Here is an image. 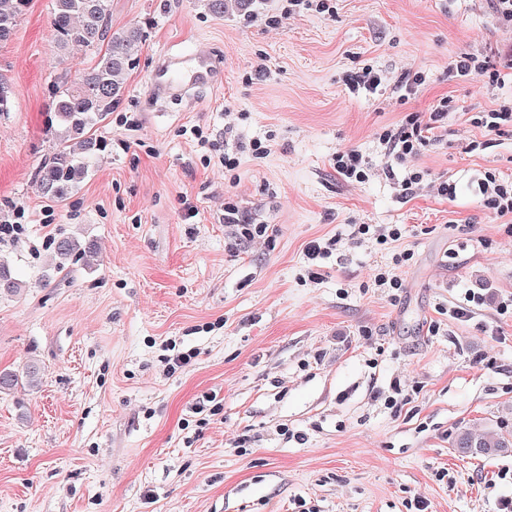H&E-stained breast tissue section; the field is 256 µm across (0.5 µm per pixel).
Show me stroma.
Masks as SVG:
<instances>
[{
  "label": "stroma",
  "instance_id": "stroma-1",
  "mask_svg": "<svg viewBox=\"0 0 512 512\" xmlns=\"http://www.w3.org/2000/svg\"><path fill=\"white\" fill-rule=\"evenodd\" d=\"M332 4L289 16L285 0H257L215 16L201 0H110L109 29L138 25L146 39L102 129L109 152L63 202L37 188L51 86L95 55L77 47L58 64L50 0H31L0 42L14 103L0 116V215L26 210L24 234L0 243L23 283L0 298V370L46 369L39 388L0 393V512H415L417 499L426 512H499L512 498V452L450 446L461 426L512 435V316L499 312L512 224L469 190L486 171L512 179V127L474 122L512 83L448 76L457 53L496 55L512 29L486 0ZM193 48L214 53L222 83L157 99L160 55ZM366 66L381 91L350 94L344 75ZM408 70L425 82L403 102ZM445 96L448 134L413 161L430 183L402 199L377 135ZM194 126L267 152L225 172ZM348 148L369 159L368 181L337 176ZM442 180L456 198L432 190ZM228 204L265 233L240 241ZM358 224L403 236L357 241ZM63 235L95 245L94 264L48 274ZM332 238L310 279L306 245ZM404 249L402 288L375 287L373 270ZM468 292L482 306L451 317ZM172 342L195 356L171 373Z\"/></svg>",
  "mask_w": 512,
  "mask_h": 512
}]
</instances>
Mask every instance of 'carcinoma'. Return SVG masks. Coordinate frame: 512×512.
Wrapping results in <instances>:
<instances>
[{"label":"carcinoma","instance_id":"1","mask_svg":"<svg viewBox=\"0 0 512 512\" xmlns=\"http://www.w3.org/2000/svg\"><path fill=\"white\" fill-rule=\"evenodd\" d=\"M30 0H0V42L7 40L26 13ZM109 0H52L54 41L61 51L74 46L92 51L96 65L76 80L55 81L51 86L53 113L46 132L53 143V154L38 170L43 195L64 200L87 176L93 160L100 157L106 143L98 135L123 95L126 75L136 67L134 50L145 38L140 26L112 33L107 29ZM90 247L72 236L54 241L51 268L60 272L67 261L85 259ZM19 282L8 262L0 258V294L18 291ZM44 368L36 360L28 361L20 372L0 370V392L22 383L31 389L40 386ZM452 447L472 457H494L512 450V439L488 430L460 428Z\"/></svg>","mask_w":512,"mask_h":512}]
</instances>
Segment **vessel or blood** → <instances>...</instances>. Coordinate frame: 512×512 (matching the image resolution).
I'll list each match as a JSON object with an SVG mask.
<instances>
[{
	"label": "vessel or blood",
	"mask_w": 512,
	"mask_h": 512,
	"mask_svg": "<svg viewBox=\"0 0 512 512\" xmlns=\"http://www.w3.org/2000/svg\"><path fill=\"white\" fill-rule=\"evenodd\" d=\"M220 80V69L209 51L198 48L175 58L162 56L151 75V86L158 97L172 92L188 96L197 87L214 85Z\"/></svg>",
	"instance_id": "b4317fda"
}]
</instances>
